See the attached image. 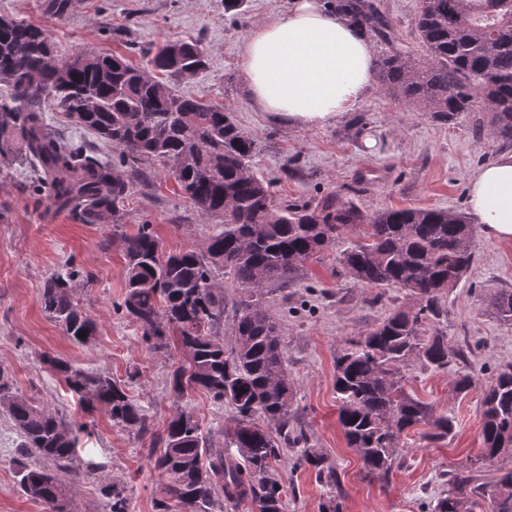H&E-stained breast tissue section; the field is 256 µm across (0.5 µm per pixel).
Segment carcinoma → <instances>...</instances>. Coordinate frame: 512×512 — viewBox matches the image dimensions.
Instances as JSON below:
<instances>
[{"mask_svg":"<svg viewBox=\"0 0 512 512\" xmlns=\"http://www.w3.org/2000/svg\"><path fill=\"white\" fill-rule=\"evenodd\" d=\"M341 19L359 23L369 37L388 45L394 28L380 0H334ZM415 39L425 58L382 53L376 61L381 86L408 106L451 123L472 115L474 135L490 127L512 147V0H422ZM136 66L119 54L87 50L63 61L48 30L5 18L0 25V175L24 167L58 209L87 224H120V203L144 165L171 174L199 215L223 217L199 249L163 250L150 225L115 233L112 244L125 260V293L117 310L136 325L147 349L169 352V337L188 356L173 372L180 402L155 439L153 467L165 480L157 512H236L246 501L261 512H285V491L274 468L285 446L300 449V464L327 488L323 512H344L336 468L301 429L290 425L293 387L286 347L265 297L296 283L302 263L339 249L341 272L363 288H400L410 300L372 329L344 340L336 350L334 388L347 447L366 474L387 480L402 464L401 440L424 424L438 441L453 433L451 415L404 391L403 371L412 363L446 370L467 362L448 342V294L475 262L470 217L438 208H391L368 214L331 194L311 205L278 202L273 181L255 170L257 141L232 113L182 95L173 80L198 75L207 50L198 39L174 42ZM66 112L112 148L116 160L91 156L83 143L49 128L43 105ZM353 224L364 236L348 238ZM224 276L229 284L218 280ZM75 274L57 273L40 289L41 306L78 344L96 324L73 300ZM235 289L233 337L220 335L225 287ZM485 310L512 323V288H497ZM86 337H78L79 332ZM43 362L81 400L105 411L113 425L138 434L152 430L146 407L125 385L57 357ZM200 390L232 410L224 441L207 443L190 407ZM0 411L17 432L20 491L45 512H71L60 474L99 481L104 512H127V488L105 475V461L84 459L82 427L12 389L0 368ZM483 448L474 461L448 473L432 512H512V469L497 463L512 454V364L496 369L481 400ZM49 463L50 467L43 466Z\"/></svg>","mask_w":512,"mask_h":512,"instance_id":"1","label":"carcinoma"}]
</instances>
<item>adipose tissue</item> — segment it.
<instances>
[{
  "label": "adipose tissue",
  "instance_id": "obj_1",
  "mask_svg": "<svg viewBox=\"0 0 512 512\" xmlns=\"http://www.w3.org/2000/svg\"><path fill=\"white\" fill-rule=\"evenodd\" d=\"M375 49L360 27L325 0H292L288 12L257 24L241 56L251 104L278 123L306 128L336 123L369 92ZM469 205L485 234L512 241V152L478 169Z\"/></svg>",
  "mask_w": 512,
  "mask_h": 512
}]
</instances>
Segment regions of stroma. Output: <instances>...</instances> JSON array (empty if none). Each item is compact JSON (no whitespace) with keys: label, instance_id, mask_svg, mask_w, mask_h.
Instances as JSON below:
<instances>
[{"label":"stroma","instance_id":"1","mask_svg":"<svg viewBox=\"0 0 512 512\" xmlns=\"http://www.w3.org/2000/svg\"><path fill=\"white\" fill-rule=\"evenodd\" d=\"M288 4L246 0L239 12L228 13L224 0H72L67 16L58 19L45 12L43 0H0V15L49 30L64 59L98 48L137 65L144 50L202 40L208 50L206 69L178 81L177 88L231 112L257 139L258 171L273 180L281 199L313 204L337 193L368 213L391 207L467 210L470 177L500 153L489 136L473 137L470 117L449 124L436 121L390 96L377 82L354 111L325 127H289L252 106L240 56L251 29L286 12ZM381 5L400 44L422 58L414 37L420 0H381ZM116 32L129 34L135 51L114 41ZM370 139L375 148H367ZM148 170V180L134 184L121 204L124 231L150 224L168 251L202 247L208 224L173 176L153 164ZM22 180L18 169L0 177V368L20 394L69 420L87 423L90 436L83 445L107 462L111 480L126 486L129 512H157L165 490L153 469L150 436L113 427L104 411L85 414L41 359L57 356L117 380H128V372L137 371L128 390L147 407L159 433L177 408L172 372L184 356L176 348L162 355L149 352L131 320L115 313L124 292L125 261L118 247L103 245L112 226L83 223L37 200L22 189ZM472 247L476 262L450 293L448 321L442 327L450 343L471 348L468 364L441 372L415 364L406 369L404 381L414 398L432 404L436 413L454 416L455 433L445 442L426 445L417 432H409L401 442L403 463L385 482L366 477L357 454L346 446L338 421L334 357L345 338L371 329L390 309L407 304V297L390 288L381 302H374V289L342 274L333 249L308 259L296 286L266 298L286 345L295 422L335 466L346 512H429L443 473L480 452L482 392L496 366L512 363V325L489 315L482 301L493 289L512 288V243L479 229ZM72 269L79 273L74 299L97 325L82 345L67 339L39 299L46 277ZM464 373L475 385L461 394L456 380ZM18 442L10 421L0 416V512H43L16 487ZM297 456V449H282L277 463L288 492L286 512H321L324 490Z\"/></svg>","mask_w":512,"mask_h":512}]
</instances>
